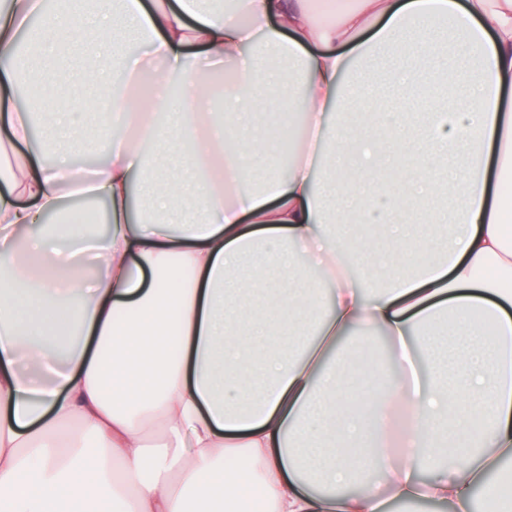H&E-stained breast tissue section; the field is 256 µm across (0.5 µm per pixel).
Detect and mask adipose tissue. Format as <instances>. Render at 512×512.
Instances as JSON below:
<instances>
[{
	"label": "adipose tissue",
	"mask_w": 512,
	"mask_h": 512,
	"mask_svg": "<svg viewBox=\"0 0 512 512\" xmlns=\"http://www.w3.org/2000/svg\"><path fill=\"white\" fill-rule=\"evenodd\" d=\"M231 2L122 0L76 52L74 14L41 27L48 59L127 91L105 142L44 129L105 151L107 234L41 233L22 266L69 176L21 150L14 47L42 0L0 8V512H472L512 458V0H333L324 25L311 0ZM255 111L305 121L285 176L254 178ZM353 331L403 367L364 415Z\"/></svg>",
	"instance_id": "1"
}]
</instances>
